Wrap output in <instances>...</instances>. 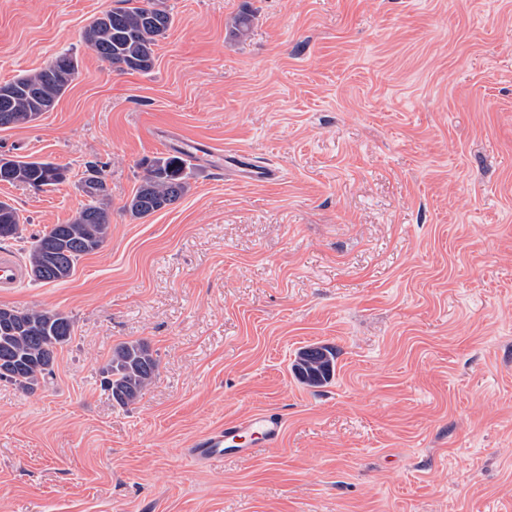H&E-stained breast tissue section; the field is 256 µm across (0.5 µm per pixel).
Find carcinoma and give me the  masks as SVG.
<instances>
[{
  "mask_svg": "<svg viewBox=\"0 0 512 512\" xmlns=\"http://www.w3.org/2000/svg\"><path fill=\"white\" fill-rule=\"evenodd\" d=\"M123 6L102 13L82 32L83 42L121 71L146 73L154 63L155 46L173 25L172 15L150 0H122ZM57 67L0 83V128L32 123L54 107L77 73L67 52L54 56ZM143 175L124 205L133 219L170 207L191 189L193 166L184 152L167 153L142 162ZM67 180V170L53 162L9 160L0 164V183L23 184L41 190ZM82 191L85 203L66 224H54L32 238L27 254L31 281L52 283L67 279L78 261L106 243L111 223L105 167H86ZM20 234L17 209L0 201V238ZM70 316L55 310L0 306V376L32 392L53 373L57 348L72 337ZM159 360L143 340L120 343L104 371L102 385L123 407L134 404L158 374ZM292 369L303 383L321 387L336 373V349L312 344L296 355Z\"/></svg>",
  "mask_w": 512,
  "mask_h": 512,
  "instance_id": "1",
  "label": "carcinoma"
}]
</instances>
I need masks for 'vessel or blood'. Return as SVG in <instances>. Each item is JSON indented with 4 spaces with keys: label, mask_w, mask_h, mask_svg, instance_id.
I'll return each mask as SVG.
<instances>
[{
    "label": "vessel or blood",
    "mask_w": 512,
    "mask_h": 512,
    "mask_svg": "<svg viewBox=\"0 0 512 512\" xmlns=\"http://www.w3.org/2000/svg\"><path fill=\"white\" fill-rule=\"evenodd\" d=\"M177 146L185 153L208 154L211 157L235 165L247 163L244 154L217 150L207 142L196 138L183 137ZM25 279V270L13 253L0 252V289L4 291L18 287ZM283 433L281 418L265 412L250 414L198 439L190 454L194 459H212L223 456L225 450H232L240 456H248L256 444L272 445L279 441Z\"/></svg>",
    "instance_id": "1"
}]
</instances>
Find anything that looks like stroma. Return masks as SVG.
<instances>
[{"label": "stroma", "instance_id": "1", "mask_svg": "<svg viewBox=\"0 0 512 512\" xmlns=\"http://www.w3.org/2000/svg\"><path fill=\"white\" fill-rule=\"evenodd\" d=\"M157 2L174 23L137 73L81 38L120 0H0V83L77 62L0 129V158L67 169L0 183V250L75 215L86 163L111 211L69 278L0 294L75 323L34 392L0 382V512H512V0ZM182 136L280 176L197 156L183 199L131 220L141 161ZM141 339L159 372L122 407L102 372ZM310 344L337 352L319 388L291 370ZM254 412L278 443L188 458ZM66 179L67 170L49 161L8 160L0 164V183L23 184L41 190L62 184ZM19 234L17 209L5 201H0V238H14Z\"/></svg>", "mask_w": 512, "mask_h": 512}]
</instances>
